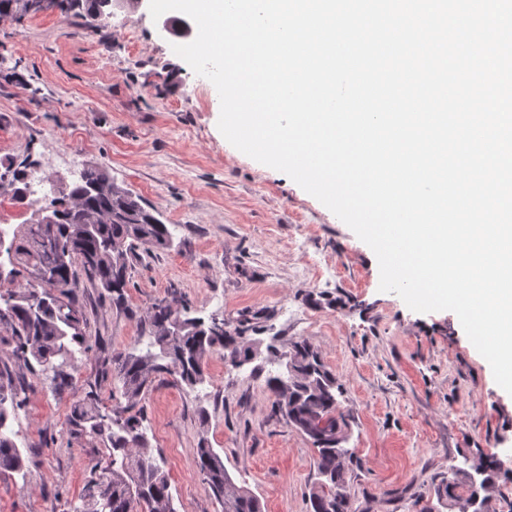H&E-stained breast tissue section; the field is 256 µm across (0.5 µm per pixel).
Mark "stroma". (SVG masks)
I'll return each mask as SVG.
<instances>
[{
  "instance_id": "1",
  "label": "stroma",
  "mask_w": 512,
  "mask_h": 512,
  "mask_svg": "<svg viewBox=\"0 0 512 512\" xmlns=\"http://www.w3.org/2000/svg\"><path fill=\"white\" fill-rule=\"evenodd\" d=\"M194 37L191 18L152 19L147 0H112L101 13L81 0L69 13L0 19V161L72 183L79 167L57 157L80 151L81 164L104 167L177 242L141 254L120 303L74 263L83 335L109 350L132 347L148 307L173 288L194 317L233 325L252 313L250 340L283 352L307 341L341 385L355 512H415V496L434 499L450 466L493 458L503 466L485 510L512 512V395L455 313H418L380 291L367 244L288 175L224 138L215 86L173 51ZM102 360L77 361L73 390L31 380L10 422L26 476L0 474V512H70L104 467L103 442L54 414L90 383L108 398ZM208 372L210 390L161 376L140 403L178 512H221L198 467L203 439L223 449L264 512H311L316 451L273 413L267 365L234 369L215 356Z\"/></svg>"
}]
</instances>
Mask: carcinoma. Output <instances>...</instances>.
Wrapping results in <instances>:
<instances>
[{"label": "carcinoma", "mask_w": 512, "mask_h": 512, "mask_svg": "<svg viewBox=\"0 0 512 512\" xmlns=\"http://www.w3.org/2000/svg\"><path fill=\"white\" fill-rule=\"evenodd\" d=\"M79 2L0 0V17L20 19L53 8L69 11ZM0 190L30 205L24 173L13 172L8 182L0 173ZM43 210L51 211L54 223L37 217L13 230L5 251L12 253L9 277L17 288L6 297L0 295V327L10 331L8 359L0 358V473L21 477L25 476L24 452L13 439L9 422L27 403L22 370L62 391L73 384L69 369L74 367L76 354L93 350L81 332L73 263L80 261L97 287L120 300L138 251L173 247L168 225L97 164L86 165L79 179L64 187L52 183L51 194L35 213ZM181 306H185L181 293L171 289L168 297L147 310L149 335L104 359L116 405L104 404L91 385L71 408V424L100 438L109 450L106 467L86 484L80 503L72 505L71 512H177L165 462L154 454L139 407L145 392L164 374L176 384H205L208 362L216 353L234 369L257 354V345L245 336L251 324L247 315L234 327L214 316L201 326L199 317L179 320ZM267 351L269 364L275 366L267 379L273 412L307 435L318 451L320 480L310 497L312 512H354L346 490L354 452L342 446L350 415L338 400L341 385L304 341L293 343L285 353L274 346ZM196 452L200 473L222 512H263L261 500L226 469L220 449L203 439ZM496 468L492 461L469 475L472 491L460 512H484L494 491L488 470ZM463 472L460 466L451 467L452 478L435 489L438 501L460 499L456 476Z\"/></svg>", "instance_id": "1"}]
</instances>
